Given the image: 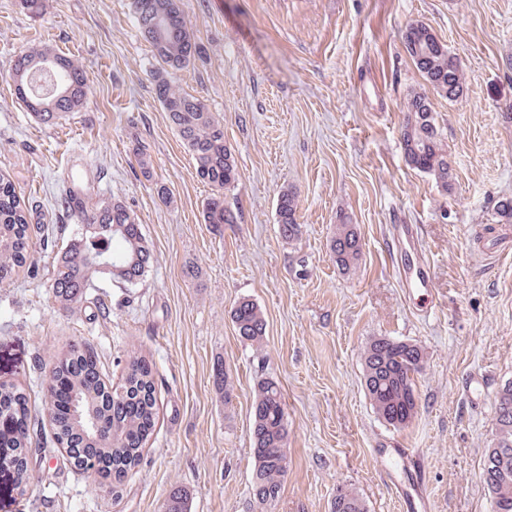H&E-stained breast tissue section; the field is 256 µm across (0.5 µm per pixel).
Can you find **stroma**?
I'll return each instance as SVG.
<instances>
[{
	"mask_svg": "<svg viewBox=\"0 0 512 512\" xmlns=\"http://www.w3.org/2000/svg\"><path fill=\"white\" fill-rule=\"evenodd\" d=\"M31 16L0 0V174L43 210L38 237L69 239L66 191L118 198L153 251L143 281L95 280L72 311L56 303L54 255L0 288V382L30 398L34 481L0 489V512H163L173 491L189 512H331L356 491L367 512H395L373 450L392 440L421 455L431 512H492L481 473L494 438L496 396L512 383V0H180L203 59L175 74L224 127L239 178L224 191L236 223L203 221L212 190L153 92L158 64L131 0H43ZM422 23L458 58L464 93L434 97L453 168L442 191L410 167L400 129L426 82L407 54ZM46 42L75 60L89 91L50 125L18 99L7 68ZM147 148L145 178L133 151ZM167 189V200L156 185ZM296 200L297 238L278 232L276 203ZM361 231V256L339 269L330 240L339 220ZM416 225L435 295L409 308L388 244L395 221ZM267 320L262 349L237 336L241 299ZM376 336L418 346V412L404 428L378 417L363 383L362 350ZM89 343L103 376L119 382L131 353L153 365L160 417L141 464L111 494L76 469L42 421L44 382L59 353ZM223 370L233 390L214 386ZM486 372L481 406L461 391ZM282 389L288 471L276 503L252 493L254 384Z\"/></svg>",
	"mask_w": 512,
	"mask_h": 512,
	"instance_id": "35a3bbf8",
	"label": "stroma"
}]
</instances>
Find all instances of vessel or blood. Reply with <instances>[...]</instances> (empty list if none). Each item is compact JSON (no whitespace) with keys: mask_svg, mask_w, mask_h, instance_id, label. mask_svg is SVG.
I'll list each match as a JSON object with an SVG mask.
<instances>
[{"mask_svg":"<svg viewBox=\"0 0 512 512\" xmlns=\"http://www.w3.org/2000/svg\"><path fill=\"white\" fill-rule=\"evenodd\" d=\"M391 234L398 244L395 271L405 288L407 301L415 310H431L434 294L430 270L416 244L413 225H392ZM374 455L386 483L396 492L397 512H430L425 466L415 450L378 448Z\"/></svg>","mask_w":512,"mask_h":512,"instance_id":"vessel-or-blood-1","label":"vessel or blood"}]
</instances>
